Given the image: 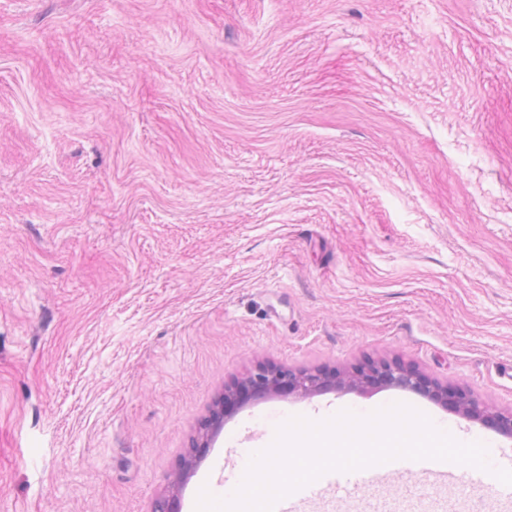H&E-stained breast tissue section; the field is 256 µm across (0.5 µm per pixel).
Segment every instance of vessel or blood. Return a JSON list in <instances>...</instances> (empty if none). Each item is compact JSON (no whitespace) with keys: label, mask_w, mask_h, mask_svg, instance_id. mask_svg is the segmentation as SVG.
Here are the masks:
<instances>
[{"label":"vessel or blood","mask_w":512,"mask_h":512,"mask_svg":"<svg viewBox=\"0 0 512 512\" xmlns=\"http://www.w3.org/2000/svg\"><path fill=\"white\" fill-rule=\"evenodd\" d=\"M399 476V483L392 486L394 495H402L408 488L409 482L435 478L441 481L445 491L455 489V468L453 464L435 460H421L413 463L400 459L376 466L369 471H354L350 473L329 472L315 482L303 487L286 498L280 500L274 512H301L303 504L317 497L321 492L332 491L340 486L348 485L357 489L365 488L386 479L389 476Z\"/></svg>","instance_id":"1"}]
</instances>
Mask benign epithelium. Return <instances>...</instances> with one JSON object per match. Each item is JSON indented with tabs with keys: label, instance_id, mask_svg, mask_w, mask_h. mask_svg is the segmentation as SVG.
<instances>
[{
	"label": "benign epithelium",
	"instance_id": "obj_1",
	"mask_svg": "<svg viewBox=\"0 0 512 512\" xmlns=\"http://www.w3.org/2000/svg\"><path fill=\"white\" fill-rule=\"evenodd\" d=\"M384 383L409 388L460 409L471 419L491 425L498 433L512 437V413L493 412L465 391L450 389L426 378L418 369L400 362L370 363L354 375L347 377L327 375L320 371H293L289 368L261 365L244 381V386L255 393L281 392L283 389L311 393L328 385L338 389L365 387Z\"/></svg>",
	"mask_w": 512,
	"mask_h": 512
}]
</instances>
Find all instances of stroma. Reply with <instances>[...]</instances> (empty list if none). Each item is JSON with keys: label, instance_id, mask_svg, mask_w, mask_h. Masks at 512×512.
Wrapping results in <instances>:
<instances>
[{"label": "stroma", "instance_id": "stroma-1", "mask_svg": "<svg viewBox=\"0 0 512 512\" xmlns=\"http://www.w3.org/2000/svg\"><path fill=\"white\" fill-rule=\"evenodd\" d=\"M398 360L512 412V0H0V512H195L260 365ZM512 512L456 468L305 512Z\"/></svg>", "mask_w": 512, "mask_h": 512}]
</instances>
